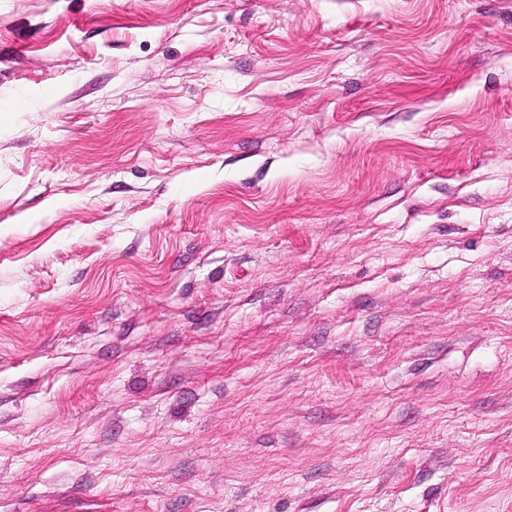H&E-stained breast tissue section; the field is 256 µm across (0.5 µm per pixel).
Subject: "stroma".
I'll use <instances>...</instances> for the list:
<instances>
[{"label":"stroma","instance_id":"stroma-1","mask_svg":"<svg viewBox=\"0 0 512 512\" xmlns=\"http://www.w3.org/2000/svg\"><path fill=\"white\" fill-rule=\"evenodd\" d=\"M0 512H512V0H0Z\"/></svg>","mask_w":512,"mask_h":512}]
</instances>
